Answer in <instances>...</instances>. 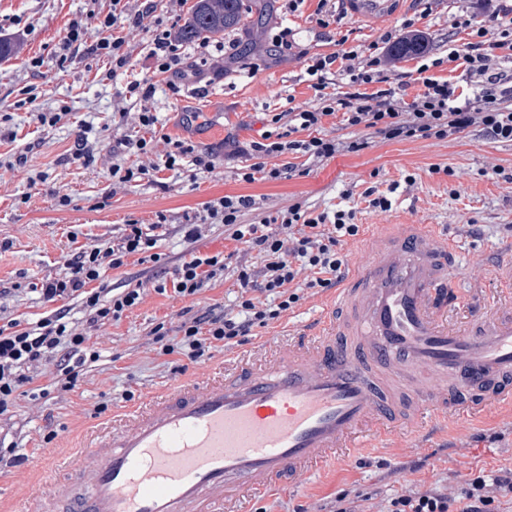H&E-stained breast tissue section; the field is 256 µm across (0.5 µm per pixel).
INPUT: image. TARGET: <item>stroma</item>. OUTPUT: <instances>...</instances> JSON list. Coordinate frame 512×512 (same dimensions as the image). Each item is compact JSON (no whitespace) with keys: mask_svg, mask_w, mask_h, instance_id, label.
I'll return each mask as SVG.
<instances>
[{"mask_svg":"<svg viewBox=\"0 0 512 512\" xmlns=\"http://www.w3.org/2000/svg\"><path fill=\"white\" fill-rule=\"evenodd\" d=\"M473 2L451 0L419 21L437 56H446L456 37L452 15ZM245 5L262 22L225 33V40L240 42L236 62L226 63L222 52L212 51L198 76L186 77L174 91L160 86L152 104L163 134L192 141L200 149L213 148L214 170L194 185L166 171L162 184L143 181L116 190L110 176L112 148L129 127L114 123L112 114L135 106V99L126 96L128 83L152 74L149 33L134 35L133 68L101 80L95 76L98 61L86 48L71 50L68 62L59 60L68 26L84 15L85 0H0V37L17 45L0 60V115L8 117L0 124V155L27 158L25 169L0 177V309L6 317L34 323L50 312L37 289L57 277L77 245L118 240L127 221L148 224L160 211L176 219L224 195L253 196L255 208L242 218L246 224L298 204L314 213L352 208L360 224L444 225L461 252L458 277L486 293L499 288L486 250L512 243V184L488 172L495 167L512 170V142H490L476 126L444 140L374 138L359 152L319 164L288 154L268 158L271 166L294 164L293 176L251 184L237 177L246 155L228 156L222 149L229 138L246 147L264 134L285 131V123H273L274 114L316 102L306 55L330 54L342 44L352 48L381 42L387 31L413 17L414 0H401L388 22L371 25L348 16L327 30L316 23L318 0H301L294 10L287 0H245ZM285 27L293 30L294 45L277 61L271 57L272 38ZM29 86L38 98L21 104V91ZM63 105L68 115L56 127L40 129L36 113L55 112ZM83 133L98 147L89 167L75 158ZM31 170L44 172V180L30 184ZM372 190L388 196L390 210L370 208ZM62 194L69 195L68 206H58ZM199 231L196 239H187L175 222L158 244L160 262L132 257L108 271L111 287L142 285L144 299L119 321L95 331L91 342L98 357L84 365L72 391L55 388V363L29 369L30 381L18 389L11 414L0 417V454L9 448L20 460L0 482V512H27L22 494L37 485L40 469L68 453L92 428L110 421L113 413L240 352V344L220 345L196 364L177 353L161 354L151 335L160 325L175 331L184 311L201 315L216 306L232 308L235 302L236 275L231 271L193 297L156 292L158 281L171 277L190 251L234 252L236 244L223 225L204 224ZM302 295L293 311L254 327L246 344L286 334L289 326L312 319L328 297L318 288ZM501 468H512V405L507 403L475 417L451 413L429 431L352 449L298 492L261 495L248 507L250 512H334L345 495L362 512H386L395 493L435 489L454 498L467 475Z\"/></svg>","mask_w":512,"mask_h":512,"instance_id":"stroma-1","label":"stroma"}]
</instances>
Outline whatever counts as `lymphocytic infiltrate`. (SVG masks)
I'll use <instances>...</instances> for the list:
<instances>
[{"label":"lymphocytic infiltrate","mask_w":512,"mask_h":512,"mask_svg":"<svg viewBox=\"0 0 512 512\" xmlns=\"http://www.w3.org/2000/svg\"><path fill=\"white\" fill-rule=\"evenodd\" d=\"M86 4L88 16L96 19L97 25L91 29L82 21H72L64 49L88 45L92 55L107 60L113 74L131 67L130 36L142 30L151 35L148 57L153 69L169 75V88H176L178 80L186 77L185 47L176 37V24L152 18L147 10H131L122 0H112L107 12L101 10L99 0H86ZM452 27L468 33V41L450 46L444 58L432 57L427 47L416 48L420 64L413 70L390 74L385 69L396 48L415 35V23L410 19L398 32L385 35L383 47L372 45L313 58L307 73L316 92V105L288 110L289 140L250 143L248 153L254 162L243 169L242 181L278 180L286 175V168L267 167L266 158L288 153L321 162L343 151L364 149L371 136L388 141L444 139L478 125L487 139L512 142V72L497 66L498 61L512 60V0H482L480 12L454 15ZM446 64L468 79L473 96H465L451 80L430 76V69ZM335 79L347 82L348 91L338 96L327 94L328 84ZM372 83L376 91L365 92V85ZM415 84L421 85V93L406 100L407 89ZM128 89L141 103L136 117L139 132L124 136L120 144L142 155L143 160L136 165L114 163L113 185L124 187L143 180L155 183L166 170L184 171L194 182L199 174L212 171L209 154L184 140L168 141L164 154L154 155L159 130L150 103L156 86L144 78L131 82ZM336 114L342 115L346 126L363 127L364 137L345 142L319 136L324 118ZM254 206L253 197L225 195L203 203L200 210L183 213L188 237L197 236L200 225H223L243 251L257 252L262 263L254 269H239L234 309L187 318L171 338L157 332L155 341L163 354L178 353L197 362L210 356L216 343L245 338L253 327L281 318L301 299L294 286L300 271H310L308 285L312 288H331L342 280L348 259L341 247L362 232L355 211L314 215L294 204L256 223H242V216ZM170 222V216L160 212L152 223H127L115 243L78 247L66 259L62 272L40 288L43 299L55 303V310L33 327L22 326L16 318L0 325V416L13 408L19 386L28 381L25 371L35 364L56 362L59 376L55 386L60 391L76 386L82 366L96 356L89 344L93 331L120 320L125 311L143 300L144 290L138 286L112 294L104 282L107 271L120 268L129 257L156 249ZM230 263V256L220 253H191L189 260L175 268L170 283H159L156 290L179 297L198 295L223 277ZM73 296L81 298L88 314L82 330L72 325L68 310L57 305L58 300ZM496 489L512 492V469L468 479L461 496L453 499L431 491L396 494L389 501L388 512H496L492 496Z\"/></svg>","instance_id":"lymphocytic-infiltrate-1"}]
</instances>
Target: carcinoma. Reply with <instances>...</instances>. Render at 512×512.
<instances>
[{"mask_svg": "<svg viewBox=\"0 0 512 512\" xmlns=\"http://www.w3.org/2000/svg\"><path fill=\"white\" fill-rule=\"evenodd\" d=\"M244 0H196L188 21L179 29L185 44L222 35L244 22Z\"/></svg>", "mask_w": 512, "mask_h": 512, "instance_id": "cac0c4a2", "label": "carcinoma"}]
</instances>
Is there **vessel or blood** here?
<instances>
[{"mask_svg": "<svg viewBox=\"0 0 512 512\" xmlns=\"http://www.w3.org/2000/svg\"><path fill=\"white\" fill-rule=\"evenodd\" d=\"M396 2L345 6L387 19ZM369 236L370 265H351L294 341L266 340L218 377L196 376L126 410L67 458L71 494H38L36 512H241L243 497L295 490L359 447L365 423L384 438L512 401V259L498 266L506 292L476 305L439 225L375 226Z\"/></svg>", "mask_w": 512, "mask_h": 512, "instance_id": "b4317fda", "label": "vessel or blood"}]
</instances>
